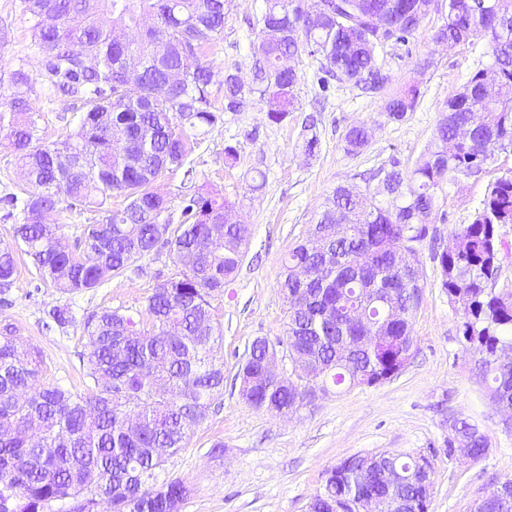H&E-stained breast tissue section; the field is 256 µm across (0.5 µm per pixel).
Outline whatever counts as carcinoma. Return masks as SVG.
<instances>
[{
  "instance_id": "1",
  "label": "carcinoma",
  "mask_w": 512,
  "mask_h": 512,
  "mask_svg": "<svg viewBox=\"0 0 512 512\" xmlns=\"http://www.w3.org/2000/svg\"><path fill=\"white\" fill-rule=\"evenodd\" d=\"M325 12L293 18L292 0H264L261 23H277L283 36L253 46V81L244 88L229 74L224 110L240 111L257 94L270 121L294 109L298 75L285 63L306 53L339 83L369 94L385 90L389 77L378 64L374 30L378 16L401 42L433 13L446 20L434 41L457 45L486 40L491 64L477 70L448 98L432 143L414 166L393 161L376 173L375 193L338 186L305 239L288 254L278 288L287 307L284 336L304 358L298 374L277 379L266 356L272 347L256 338L238 367L240 396L272 414L313 404L328 386H364L396 378L412 357L413 318L424 273L417 243L429 233L443 186L476 176L498 153L512 152V0H312ZM226 0H24L36 19L31 43L41 57L32 77H11L9 109H0V131L14 143L16 158L32 187L12 241L0 243V286L13 285L15 255H29L39 277L68 295L97 288L151 252L167 247L197 264L156 285L147 320L103 310L83 324L80 362L87 392L72 393L40 383L43 357L17 330L0 327V512H44L52 502L63 512H95L105 499L111 512H179L190 490L181 481H158V471L183 447L188 430L203 422L224 386V363L216 360L223 328L211 300L224 292L250 238L235 220L234 204L202 187L184 198V221L171 228L170 201L152 189L166 171L184 170L194 142L180 130L218 120L209 92L206 47L223 31ZM55 7L64 30L42 21ZM128 68L132 82H114ZM179 87L169 90L172 73ZM73 102L82 113L78 129L60 142L40 137V113L32 103L36 84ZM419 91L410 86L383 99L388 120L414 111ZM371 139L364 126L350 128L346 149L357 154ZM135 141L144 154L132 167L115 151ZM124 206L88 224L75 241L43 213L59 204L102 208L112 197ZM224 224L214 238L210 224ZM348 224L344 239L330 230ZM512 224V176L497 179L468 224L454 231L455 254L434 255L440 287L459 318L465 350L477 356L476 373L488 400L512 418V289L497 287L500 228ZM396 304L399 315L388 318ZM136 415V432L126 419ZM461 453L471 461L489 452L488 437L465 418L455 422ZM163 448L159 454L156 449ZM434 468L423 456L357 453L327 471L308 512H427ZM474 512H512V479Z\"/></svg>"
}]
</instances>
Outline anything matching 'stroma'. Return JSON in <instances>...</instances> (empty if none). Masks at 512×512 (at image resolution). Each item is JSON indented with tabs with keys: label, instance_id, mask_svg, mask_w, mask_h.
I'll list each match as a JSON object with an SVG mask.
<instances>
[{
	"label": "stroma",
	"instance_id": "stroma-1",
	"mask_svg": "<svg viewBox=\"0 0 512 512\" xmlns=\"http://www.w3.org/2000/svg\"><path fill=\"white\" fill-rule=\"evenodd\" d=\"M262 0H230L223 33L206 59L213 70L211 99L222 113L214 126L191 130L196 147L187 164L197 184L235 202L238 218L248 224L250 245L213 314L224 330L216 353L224 363V389L218 409L193 427L184 448L169 458L160 479L183 481L190 488L181 512H308L326 472L355 453L394 452L425 455L434 462V490L428 512H471L476 500L512 478V432L484 396L475 376L474 357L459 333L458 318L440 286L434 252L449 247L452 232L471 217L497 178L512 174V153L499 154L483 172L445 186L427 237L418 245L425 288L413 319L415 352L394 380L373 387L333 389L296 414L280 417L249 406L239 395L238 367L251 342L264 337L279 354L286 306L277 285L288 252L304 239L325 198L337 186L370 189V172L399 160L411 168L432 140L440 111L490 58L483 38L448 46L433 40L443 21L434 14L406 42H389L376 50L389 77L388 92L414 85L419 98L414 112L400 122L388 121L380 98L341 85L302 55L293 63L298 74L293 112L271 122L258 96L242 111H224V77L252 82L253 47L262 37ZM10 38L0 43V80L19 68L39 71L31 46V20L21 0H0V25ZM43 120L44 142L63 140L76 130L79 113L47 88L34 99ZM315 117L319 145L306 157L300 147L303 122ZM356 125L370 127L373 138L360 153L347 152L344 136ZM237 151L235 163L224 159L225 147ZM263 178L259 191L254 179ZM28 185L9 141L0 136V242L10 241L21 211L13 198H25ZM168 249L150 253L104 285L65 295L40 280L26 255L18 257L16 280L0 292V323L17 327L44 360L41 383L71 391L86 390L78 354L83 349V320L105 309L145 312L157 283L181 271ZM69 306L73 322L46 327L48 311ZM468 418L488 435L490 450L471 462L449 456L455 419ZM221 452H214L215 444Z\"/></svg>",
	"mask_w": 512,
	"mask_h": 512
}]
</instances>
